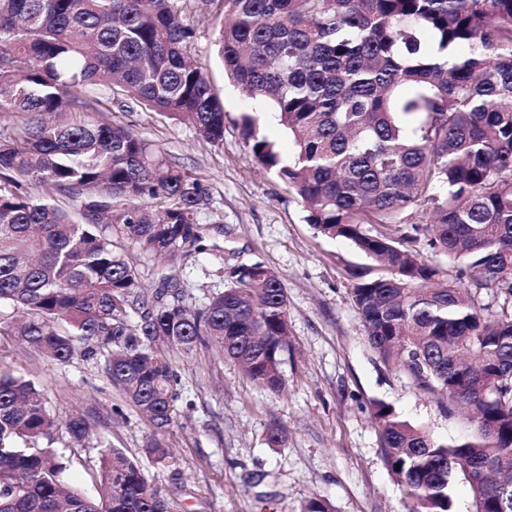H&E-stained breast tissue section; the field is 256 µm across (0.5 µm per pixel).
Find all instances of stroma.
<instances>
[{"label":"stroma","mask_w":512,"mask_h":512,"mask_svg":"<svg viewBox=\"0 0 512 512\" xmlns=\"http://www.w3.org/2000/svg\"><path fill=\"white\" fill-rule=\"evenodd\" d=\"M218 9L214 0H196L188 19L196 32L192 54L224 104L223 144L202 143L192 125L139 107L114 111L112 119L162 148L207 188L201 220L223 253L199 255L184 270L189 303L203 305L240 265L261 262L282 277L291 345L284 388L259 387L212 344L175 354L179 398L163 439L176 463L167 467L146 452L152 423L110 385L95 359L78 354L62 363L2 334L0 364L35 376L59 419L91 407L117 411L102 438L139 461L172 512H301L314 497L330 500L336 512H406L382 459L376 403L438 441L466 427L445 397L419 387L369 344L350 273L375 269V262L349 241L318 233L288 186L254 161L241 131L244 115L257 118L282 158H291L294 147L268 103L245 97L225 79L215 46ZM274 422L287 431L285 446L265 442ZM99 452L94 440L66 452L65 477L73 487L92 492Z\"/></svg>","instance_id":"obj_1"}]
</instances>
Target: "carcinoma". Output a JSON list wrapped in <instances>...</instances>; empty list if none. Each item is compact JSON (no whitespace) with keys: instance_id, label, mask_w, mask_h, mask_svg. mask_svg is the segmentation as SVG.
<instances>
[{"instance_id":"carcinoma-1","label":"carcinoma","mask_w":512,"mask_h":512,"mask_svg":"<svg viewBox=\"0 0 512 512\" xmlns=\"http://www.w3.org/2000/svg\"><path fill=\"white\" fill-rule=\"evenodd\" d=\"M188 2L0 0V115L12 117L0 126V331L62 363L82 343L158 431L178 399L169 350L217 343L275 392L290 352L286 289L261 262L233 269L203 306L187 303L180 276L209 250L206 189L112 121V103L134 104L223 143L224 107L190 53ZM220 2L227 77L269 99L294 146L282 164L247 115L254 160L320 234L383 269L353 273L352 288L380 357L470 410L469 430L438 442L376 404L383 461L410 512H451L455 471L474 512H512V312L489 317L481 304L491 288L512 300V0ZM422 204L426 222L400 233ZM420 237L457 270L406 245ZM134 252L166 262L150 300ZM99 423L91 410L59 422L37 381L0 369V512H169L109 444L95 493L66 486L53 444L82 446ZM147 453L172 463L157 435Z\"/></svg>"}]
</instances>
